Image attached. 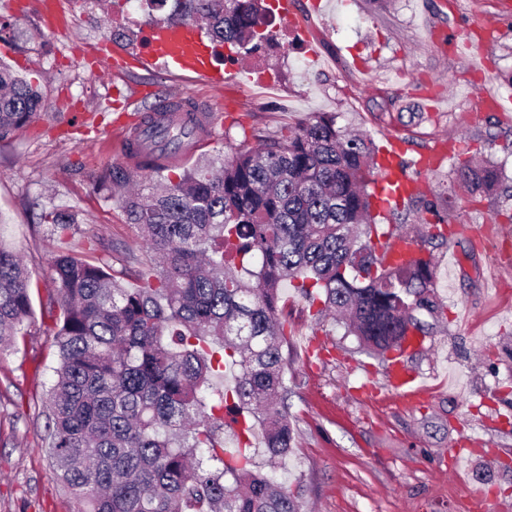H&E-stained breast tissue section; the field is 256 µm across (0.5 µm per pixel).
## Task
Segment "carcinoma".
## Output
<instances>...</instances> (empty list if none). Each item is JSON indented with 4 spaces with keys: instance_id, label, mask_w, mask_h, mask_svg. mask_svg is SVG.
Returning <instances> with one entry per match:
<instances>
[{
    "instance_id": "carcinoma-1",
    "label": "carcinoma",
    "mask_w": 512,
    "mask_h": 512,
    "mask_svg": "<svg viewBox=\"0 0 512 512\" xmlns=\"http://www.w3.org/2000/svg\"><path fill=\"white\" fill-rule=\"evenodd\" d=\"M274 10L265 0H175L169 26L208 24L215 49H256ZM40 90L0 66V138L41 115ZM196 136L190 114L145 123L126 145L140 170L172 172V144ZM375 146L346 137L337 114L255 149L199 161L152 191L129 194L124 211L156 260L127 285L101 258L55 255L50 275L61 316L58 363L47 390L49 458L78 512H303L300 495L257 469L263 447L288 456L296 433L288 413L289 285L316 315L336 311L366 349L405 351L409 331L429 335L444 306L433 294V251L447 242V217L423 207L419 254L386 265L377 234L372 182ZM458 183L493 195L498 166L454 156ZM131 175L109 174L107 197ZM62 240L78 213L42 215ZM32 274L0 239V354L16 347L34 318Z\"/></svg>"
}]
</instances>
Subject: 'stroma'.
Listing matches in <instances>:
<instances>
[{
    "mask_svg": "<svg viewBox=\"0 0 512 512\" xmlns=\"http://www.w3.org/2000/svg\"><path fill=\"white\" fill-rule=\"evenodd\" d=\"M311 3L277 6L297 47L216 60L224 81L212 86L141 63L139 35L167 15L146 0H90L79 16L69 0H0V61L39 83L44 101L39 118L0 138V239L38 277L35 320L0 355V512H77L47 456L42 396L61 314L49 267L57 251L93 242L126 282L148 271L120 197L99 188L122 161L130 118L171 95L218 109L221 135L197 141L180 161L188 167L334 112L339 126L377 145L401 138L414 159L444 137L490 153L512 186V121L481 108L483 92L512 91V0H321L317 12ZM487 23L494 31L475 69L462 49ZM448 26L451 44L440 36ZM119 29L134 40L116 37ZM104 54L112 66L101 71ZM455 185L447 162L421 176L419 196L449 212L448 241L433 250L445 318L400 359L363 350L342 323L312 319L306 300L285 290L297 448L285 462H256L299 491L308 512H466L476 491L496 512H512V265L500 257L512 244V197L477 204ZM52 208L79 212L73 237L49 235L40 215ZM396 364L435 392L402 405L390 386ZM461 441L473 454L456 464Z\"/></svg>",
    "mask_w": 512,
    "mask_h": 512,
    "instance_id": "obj_1",
    "label": "stroma"
}]
</instances>
